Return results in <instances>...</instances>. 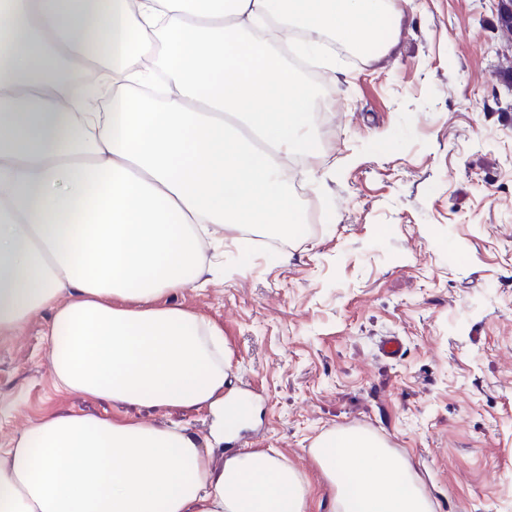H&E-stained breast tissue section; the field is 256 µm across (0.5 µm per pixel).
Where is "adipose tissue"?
I'll list each match as a JSON object with an SVG mask.
<instances>
[{
    "label": "adipose tissue",
    "mask_w": 512,
    "mask_h": 512,
    "mask_svg": "<svg viewBox=\"0 0 512 512\" xmlns=\"http://www.w3.org/2000/svg\"><path fill=\"white\" fill-rule=\"evenodd\" d=\"M387 0H0V336L51 311L58 383L142 405L225 409L224 338L161 298L204 284L213 230L295 226L294 156L318 90L254 32L279 18L363 48ZM99 65L104 111L61 62ZM312 455L336 512H431L407 461L334 431ZM287 461L212 467L176 429L54 416L0 448V512H306Z\"/></svg>",
    "instance_id": "ef3b65f1"
}]
</instances>
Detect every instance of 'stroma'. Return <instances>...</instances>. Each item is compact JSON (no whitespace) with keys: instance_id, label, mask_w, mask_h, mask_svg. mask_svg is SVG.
Returning <instances> with one entry per match:
<instances>
[{"instance_id":"1","label":"stroma","mask_w":512,"mask_h":512,"mask_svg":"<svg viewBox=\"0 0 512 512\" xmlns=\"http://www.w3.org/2000/svg\"><path fill=\"white\" fill-rule=\"evenodd\" d=\"M498 0H390L370 50L318 58L319 161L294 166L303 230L283 246L206 241L205 287L178 288L224 334V394L250 413L224 442L205 408L142 407L56 387L35 314L0 336V447L57 415L183 429L212 451L288 461L307 512H335L310 453L363 423L402 455L434 512H512V43ZM404 349L387 360L386 336Z\"/></svg>"}]
</instances>
